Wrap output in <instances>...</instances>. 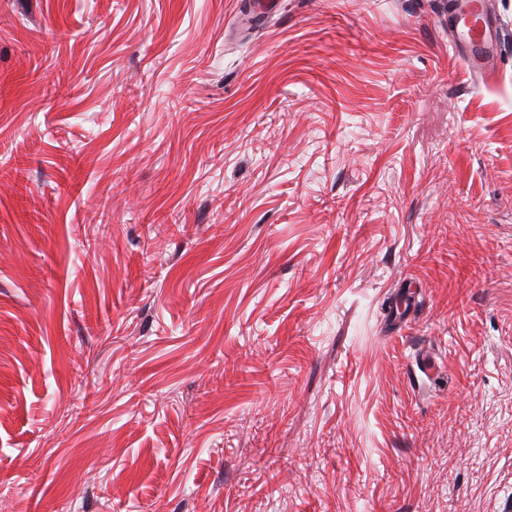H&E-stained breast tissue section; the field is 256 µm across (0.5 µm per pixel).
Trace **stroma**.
I'll list each match as a JSON object with an SVG mask.
<instances>
[{"instance_id": "obj_1", "label": "stroma", "mask_w": 512, "mask_h": 512, "mask_svg": "<svg viewBox=\"0 0 512 512\" xmlns=\"http://www.w3.org/2000/svg\"><path fill=\"white\" fill-rule=\"evenodd\" d=\"M276 2L0 0V512L512 497V0ZM448 33L466 69L481 68L496 54L500 33L483 0H449Z\"/></svg>"}]
</instances>
